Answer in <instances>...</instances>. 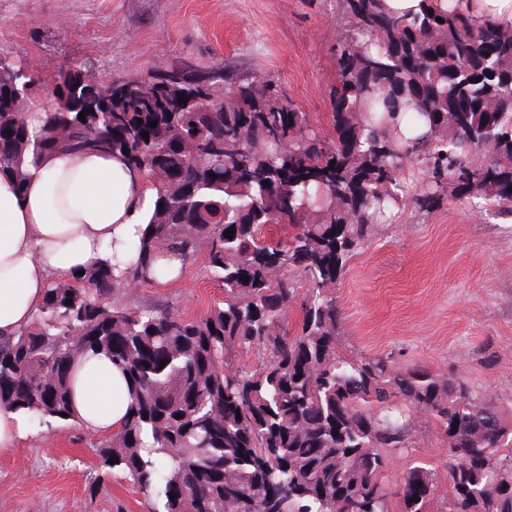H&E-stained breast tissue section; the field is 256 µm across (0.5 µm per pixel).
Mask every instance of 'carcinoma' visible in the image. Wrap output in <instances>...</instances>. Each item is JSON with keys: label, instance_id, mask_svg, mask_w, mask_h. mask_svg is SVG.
Returning <instances> with one entry per match:
<instances>
[{"label": "carcinoma", "instance_id": "obj_1", "mask_svg": "<svg viewBox=\"0 0 512 512\" xmlns=\"http://www.w3.org/2000/svg\"><path fill=\"white\" fill-rule=\"evenodd\" d=\"M467 2L400 12L387 0H336L328 140L277 83L227 71L221 84L161 72L155 84L114 80L107 108L91 112L69 69L32 131L19 115L34 79L3 62L0 171L18 188L45 154L127 151L162 207L134 264L94 267L78 287L49 281L32 322L0 339V408L78 423L74 364L103 353L135 402L98 456L148 512H390L394 498L398 512H433L438 499L445 512H512L500 455L512 421L491 398L454 374L402 371L388 355L347 359L336 345V285L382 218L448 196L512 213V27ZM410 165L427 176L412 199L401 185ZM275 223L296 232L272 243L263 229ZM201 251L224 302L199 317L134 303L139 286ZM295 277L308 289L292 332ZM244 351L257 358L251 372L235 365ZM410 407L447 441L443 491L422 465L384 481V449L403 452L414 431Z\"/></svg>", "mask_w": 512, "mask_h": 512}]
</instances>
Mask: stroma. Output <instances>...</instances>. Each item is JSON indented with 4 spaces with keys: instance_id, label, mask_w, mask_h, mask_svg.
<instances>
[{
    "instance_id": "1",
    "label": "stroma",
    "mask_w": 512,
    "mask_h": 512,
    "mask_svg": "<svg viewBox=\"0 0 512 512\" xmlns=\"http://www.w3.org/2000/svg\"><path fill=\"white\" fill-rule=\"evenodd\" d=\"M335 46L336 0H0V56L31 74L45 105L68 68L108 83L188 61L267 75L326 135ZM223 295L199 254L179 280L141 285L135 299L196 317ZM336 295L342 353L458 375L512 419V216L449 199L429 212L408 206L378 224ZM96 440L72 423L35 425L0 456V512H144L133 487L106 474ZM420 462L444 482L446 440L421 412L412 447L392 455L386 482Z\"/></svg>"
}]
</instances>
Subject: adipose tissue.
Returning a JSON list of instances; mask_svg holds the SVG:
<instances>
[{"instance_id":"adipose-tissue-1","label":"adipose tissue","mask_w":512,"mask_h":512,"mask_svg":"<svg viewBox=\"0 0 512 512\" xmlns=\"http://www.w3.org/2000/svg\"><path fill=\"white\" fill-rule=\"evenodd\" d=\"M156 201L152 183L109 152L47 154L21 188L0 172V338L30 323L49 281L72 285L89 267L129 263ZM132 402L124 374L106 355L80 359L73 404L87 432L121 430Z\"/></svg>"}]
</instances>
